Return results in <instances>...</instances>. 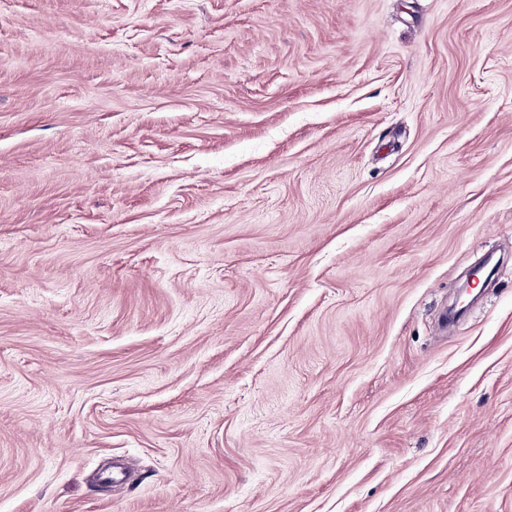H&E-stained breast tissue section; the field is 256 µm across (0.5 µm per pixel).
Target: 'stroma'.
Listing matches in <instances>:
<instances>
[{
    "label": "stroma",
    "mask_w": 512,
    "mask_h": 512,
    "mask_svg": "<svg viewBox=\"0 0 512 512\" xmlns=\"http://www.w3.org/2000/svg\"><path fill=\"white\" fill-rule=\"evenodd\" d=\"M0 512H512V0H5Z\"/></svg>",
    "instance_id": "stroma-1"
}]
</instances>
